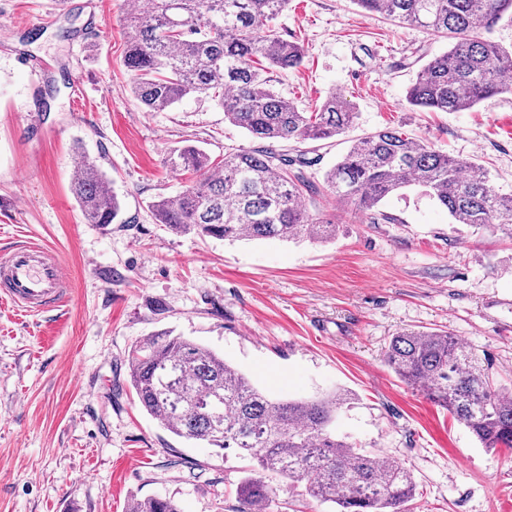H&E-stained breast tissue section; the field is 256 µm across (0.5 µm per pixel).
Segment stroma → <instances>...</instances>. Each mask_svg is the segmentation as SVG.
<instances>
[{
	"label": "stroma",
	"instance_id": "35a3bbf8",
	"mask_svg": "<svg viewBox=\"0 0 512 512\" xmlns=\"http://www.w3.org/2000/svg\"><path fill=\"white\" fill-rule=\"evenodd\" d=\"M128 9L0 0V247L30 236L72 274L56 323L0 301V512H126L150 495L182 512H237L249 461L175 437L129 384L132 347L161 330L209 347L277 399L348 391L337 435L411 470V512H504L512 449L480 448L384 351L401 331L445 330L512 388V238L450 223L416 190L382 201L390 224L326 192L308 200L338 226L327 242L224 241L155 223L150 203L197 178L170 170L176 150L219 161L255 141L206 96L144 111L123 65ZM273 26L305 50L298 69L272 72L273 90L308 112L336 96L356 114L340 136L273 143L310 159L309 181L322 185L352 141L391 128L476 163L512 194V93L463 112L406 100L446 38L354 0H292ZM82 154L110 177L121 222H86L70 190Z\"/></svg>",
	"mask_w": 512,
	"mask_h": 512
}]
</instances>
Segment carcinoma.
Returning <instances> with one entry per match:
<instances>
[{
	"instance_id": "1",
	"label": "carcinoma",
	"mask_w": 512,
	"mask_h": 512,
	"mask_svg": "<svg viewBox=\"0 0 512 512\" xmlns=\"http://www.w3.org/2000/svg\"><path fill=\"white\" fill-rule=\"evenodd\" d=\"M289 0H136L125 21L124 65L145 111L183 98L213 95L224 118L253 139L322 140L339 136L355 119L332 96L311 112L279 96L270 70L299 68L304 49L277 34L271 22ZM365 11L416 24L448 39L410 86L418 108L460 112L512 93V48L481 36L512 0H356ZM199 178L175 196L149 205L158 224L176 232L229 241L277 238L326 241L336 225L311 213L302 199L318 192L301 168L267 147L224 155L220 166L193 149L167 160ZM327 191L371 212L373 224L394 217L378 209L387 196L417 189L448 210L452 223L512 235V196L495 189L477 165L440 153L394 129L354 141L324 175ZM95 161L80 156L70 189L91 224L119 221L122 207ZM384 361L409 387L450 412L479 442L512 448V395L505 396L475 353L444 331H403L392 337ZM129 379L142 408L171 434L253 461L241 479L238 512H269L273 480L305 482L306 494L338 512H406L415 480L404 465L339 437L336 419L351 400L336 391L313 400L274 399L212 349L164 330L137 342ZM127 512H181L170 496L133 497Z\"/></svg>"
}]
</instances>
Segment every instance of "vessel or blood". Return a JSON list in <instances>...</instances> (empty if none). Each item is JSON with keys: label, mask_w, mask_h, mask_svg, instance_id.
Masks as SVG:
<instances>
[{"label": "vessel or blood", "mask_w": 512, "mask_h": 512, "mask_svg": "<svg viewBox=\"0 0 512 512\" xmlns=\"http://www.w3.org/2000/svg\"><path fill=\"white\" fill-rule=\"evenodd\" d=\"M69 287L68 269L55 248L22 237L0 248V299L18 311L61 312Z\"/></svg>", "instance_id": "1"}]
</instances>
